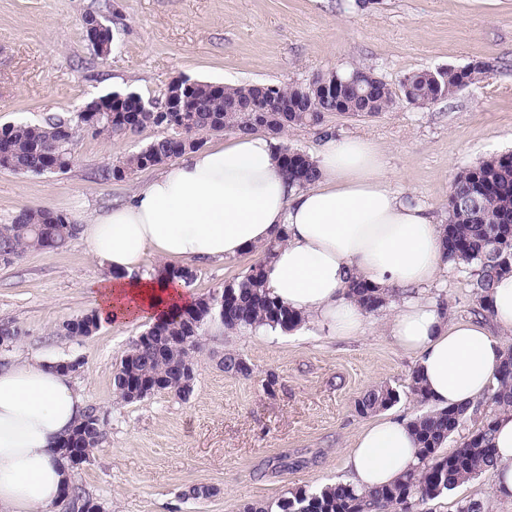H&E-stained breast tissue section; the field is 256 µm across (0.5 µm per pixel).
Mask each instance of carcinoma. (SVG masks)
Returning <instances> with one entry per match:
<instances>
[{"mask_svg": "<svg viewBox=\"0 0 512 512\" xmlns=\"http://www.w3.org/2000/svg\"><path fill=\"white\" fill-rule=\"evenodd\" d=\"M476 82L482 77L477 71L470 75L463 68L448 67L434 73L417 70L400 81L399 92L377 77L372 81L368 100L369 110L361 111L362 103L350 86L344 87L343 99L307 97L300 83L275 86V91L288 100V111L268 116L259 112H227L225 106L246 99L251 85L232 86L200 81L193 90L190 112H145L144 99L136 92L117 93L123 111L112 113V119L93 121L80 112L61 118L49 117L39 124L19 123L0 127V168L16 173L39 174L51 167L65 170L75 162L72 149L80 135L94 137H128L145 127L162 130V135L139 150L107 165L102 171L106 180H124L137 171L160 166L190 153L187 141L199 139L208 132L228 131L252 133L257 123L278 138L290 127H317L328 115L353 112L364 117H377L391 111L403 100L424 108L442 98L457 93L463 79ZM283 168L288 179L305 188L318 178V170L305 151L286 145L279 146ZM77 225L67 216L45 208H25L10 222L0 224V257L11 264L30 251L58 250L77 235ZM274 245L261 250V256L248 270L224 291V318L204 313L198 318L197 334L203 335L211 325L227 331L261 328L288 332L298 326L302 317L268 292L264 279V263ZM443 259L456 265H474V283L482 310L490 312L486 300L496 277L512 272V152L491 157L465 168L455 176L448 196V219L443 228ZM390 289L381 290L367 282L351 279L348 296L365 313L380 310L387 304ZM101 320L92 310L63 324L69 336H90L100 328ZM150 335L155 343L134 347L136 357L119 362L114 375V391L126 400L127 376L172 374L188 359L192 349L174 344L170 337L180 335V323L175 317L152 323ZM496 383L488 399L499 411L512 409V347L495 373ZM399 394L388 385H378L365 391L355 407L362 415L387 408L398 401ZM470 417L469 406L432 408L413 419L412 427L419 446L416 467L395 482L370 491H360L338 481L318 492L302 490L274 502L251 503L244 512H417L419 506L439 498L458 486L477 478L494 465L496 448L492 444L494 416L487 415L468 436L467 445H458L451 452L443 445ZM82 431L83 451L91 455L105 437L104 422L96 406L86 407L72 432ZM93 502L81 489L70 486L62 492L59 504L64 512H87Z\"/></svg>", "mask_w": 512, "mask_h": 512, "instance_id": "cac0c4a2", "label": "carcinoma"}]
</instances>
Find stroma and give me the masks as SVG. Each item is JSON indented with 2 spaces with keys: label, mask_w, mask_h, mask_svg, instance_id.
<instances>
[{
  "label": "stroma",
  "mask_w": 512,
  "mask_h": 512,
  "mask_svg": "<svg viewBox=\"0 0 512 512\" xmlns=\"http://www.w3.org/2000/svg\"><path fill=\"white\" fill-rule=\"evenodd\" d=\"M105 16L114 47L98 57L83 37L85 14ZM482 63L486 74L452 98L420 109L399 102L375 118L334 114L319 127H294L289 146L316 154L325 137L360 135L382 151L395 188L446 223L455 174L512 151V0H0V126L66 116L92 99L136 92L161 100L171 81L284 85L329 68L363 66L398 87L404 75ZM147 127L129 137L85 136L67 171L42 175L0 169V223L22 209L71 215L125 199L150 170L122 181L97 172L160 136ZM259 257L247 252L223 264L194 265L187 289L208 296L241 276ZM475 268L442 267L425 296L456 318L475 317ZM107 271L80 240L55 251H31L0 264V319L20 334L0 347V362L80 360L75 380L96 405L106 436L90 460L73 469L105 512H239L303 489L348 479L344 467L357 430L368 423L355 402L387 384L400 399L395 416L426 410L408 391L413 358L387 324L401 302L365 316L364 335L341 339L306 326L291 333L233 332L211 326L196 354L188 398L158 393L126 403L113 390L116 365L150 325L139 319L102 323L88 337L65 335L63 322L93 308L92 285ZM234 351L249 378L219 366ZM192 485L212 494L184 499ZM486 512H512L497 499L489 474L425 504L455 512L463 498Z\"/></svg>",
  "instance_id": "stroma-1"
}]
</instances>
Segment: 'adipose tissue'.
<instances>
[{
    "label": "adipose tissue",
    "mask_w": 512,
    "mask_h": 512,
    "mask_svg": "<svg viewBox=\"0 0 512 512\" xmlns=\"http://www.w3.org/2000/svg\"><path fill=\"white\" fill-rule=\"evenodd\" d=\"M314 161L318 180L291 183L273 140L236 135L197 149L142 182L106 210H76L86 252L106 267L95 285L100 320L165 318L192 297L148 259L216 263L286 240L264 267L271 296L304 324L338 337L363 332V313L346 293L351 275L406 300L389 334L415 358L431 403L474 404L484 396L512 334V274L494 284L489 320L456 319L422 296L442 261V227L393 186L380 149L362 137L330 138ZM86 400L54 363L0 367V512H51L69 478L58 445ZM493 492L512 500V411L496 417ZM418 462L408 420L379 417L361 427L346 456L350 482L372 490Z\"/></svg>",
    "instance_id": "obj_1"
}]
</instances>
